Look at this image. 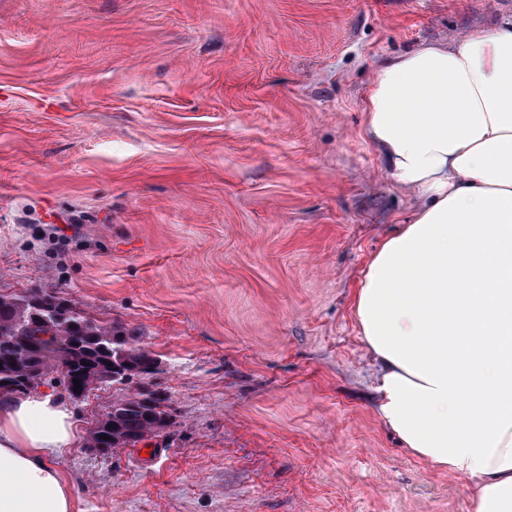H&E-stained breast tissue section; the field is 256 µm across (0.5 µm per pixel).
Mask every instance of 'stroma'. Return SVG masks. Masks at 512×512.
<instances>
[{
    "label": "stroma",
    "instance_id": "35a3bbf8",
    "mask_svg": "<svg viewBox=\"0 0 512 512\" xmlns=\"http://www.w3.org/2000/svg\"><path fill=\"white\" fill-rule=\"evenodd\" d=\"M512 0H0V293L137 330L161 435L59 461L74 512H473L378 416L352 297L412 207L380 63ZM134 381L72 403L87 434Z\"/></svg>",
    "mask_w": 512,
    "mask_h": 512
}]
</instances>
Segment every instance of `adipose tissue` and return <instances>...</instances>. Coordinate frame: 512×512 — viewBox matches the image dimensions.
Returning <instances> with one entry per match:
<instances>
[{"mask_svg":"<svg viewBox=\"0 0 512 512\" xmlns=\"http://www.w3.org/2000/svg\"><path fill=\"white\" fill-rule=\"evenodd\" d=\"M364 132L415 204L353 295L378 413L413 454L512 512V19L385 60ZM76 412L0 398V512H72Z\"/></svg>","mask_w":512,"mask_h":512,"instance_id":"ef3b65f1","label":"adipose tissue"}]
</instances>
